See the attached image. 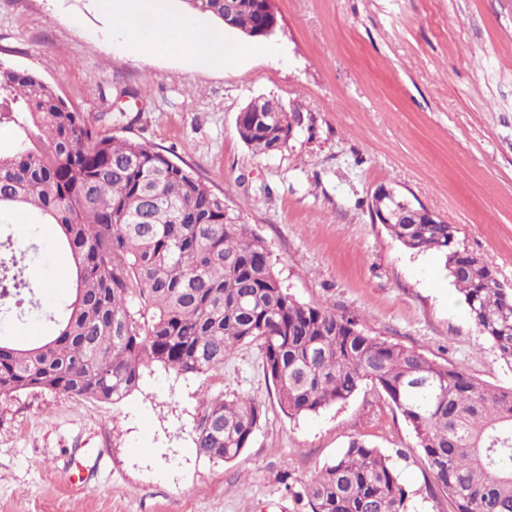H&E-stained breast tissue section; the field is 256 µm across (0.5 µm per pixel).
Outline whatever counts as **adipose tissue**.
<instances>
[{"mask_svg":"<svg viewBox=\"0 0 512 512\" xmlns=\"http://www.w3.org/2000/svg\"><path fill=\"white\" fill-rule=\"evenodd\" d=\"M100 12L114 21L112 33L136 51L177 54L196 71L220 72L255 56L278 61L279 53L239 43L229 27H203L190 14H176L170 0H97Z\"/></svg>","mask_w":512,"mask_h":512,"instance_id":"adipose-tissue-1","label":"adipose tissue"}]
</instances>
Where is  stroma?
<instances>
[{
  "label": "stroma",
  "mask_w": 512,
  "mask_h": 512,
  "mask_svg": "<svg viewBox=\"0 0 512 512\" xmlns=\"http://www.w3.org/2000/svg\"><path fill=\"white\" fill-rule=\"evenodd\" d=\"M267 44L199 72L112 37L95 0H0V64L38 74L109 134L190 169L267 243L300 302L358 320L367 334L512 383L434 251L374 222L395 187L455 228L456 243L512 288V0H274ZM270 98L310 115L281 152L253 153L238 113ZM65 251L30 253L41 302L68 297ZM254 399L266 416L233 461L192 453L204 394ZM363 440L392 455L417 512H448L411 427L363 385L349 401L288 418L256 346L223 370H146L111 404L27 390L0 398V512H311L305 487Z\"/></svg>",
  "instance_id": "35a3bbf8"
}]
</instances>
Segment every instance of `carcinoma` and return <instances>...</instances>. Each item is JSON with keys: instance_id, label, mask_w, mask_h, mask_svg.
<instances>
[{"instance_id": "obj_1", "label": "carcinoma", "mask_w": 512, "mask_h": 512, "mask_svg": "<svg viewBox=\"0 0 512 512\" xmlns=\"http://www.w3.org/2000/svg\"><path fill=\"white\" fill-rule=\"evenodd\" d=\"M248 34L261 0H184ZM237 125L255 154L288 143L292 113L256 99ZM17 131L0 152V210L57 227L46 251L72 259L69 300L57 316L34 289L18 318L45 316L35 341L0 339V397L40 389L117 403L153 365L179 375L224 368L242 346L260 350L264 374L289 417L350 400L366 384L411 426L416 450L450 512H512V385L490 388L452 364L365 334L326 307L304 304L279 279L263 238L224 199L165 154L98 131L38 75L0 64V124ZM405 248L435 250L479 333L512 371V288L460 250L454 227L420 207L386 225ZM36 245L31 249L40 248ZM26 251L0 258V300L26 286ZM194 430L199 456L232 461L265 414L252 399L207 396ZM311 512H415L390 455L353 439L306 488Z\"/></svg>"}]
</instances>
